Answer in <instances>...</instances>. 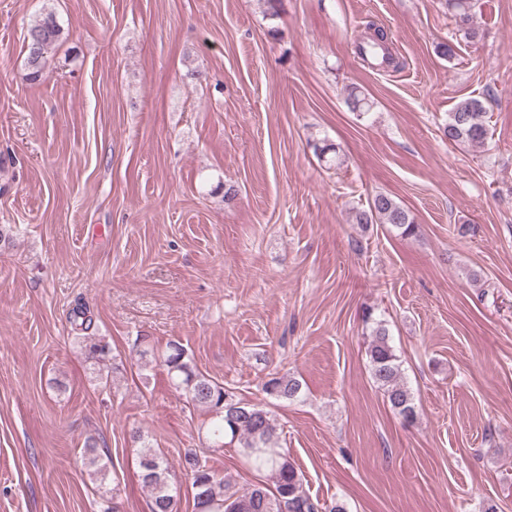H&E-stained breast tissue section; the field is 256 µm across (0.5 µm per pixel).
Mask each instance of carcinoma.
Masks as SVG:
<instances>
[{"instance_id":"carcinoma-1","label":"carcinoma","mask_w":512,"mask_h":512,"mask_svg":"<svg viewBox=\"0 0 512 512\" xmlns=\"http://www.w3.org/2000/svg\"><path fill=\"white\" fill-rule=\"evenodd\" d=\"M448 4L454 10L459 31L465 38L475 39L478 30L473 24L469 0H448ZM63 34L64 29L51 12L30 25L25 37L30 80L38 81L46 73L48 54ZM358 51L364 58L370 56L381 60L384 66L393 63L386 37L380 29H374V34L359 44ZM348 103L353 111L362 114L370 109L368 99L356 87L350 90ZM443 135L450 143L485 145L489 128L483 102L470 97L456 103L448 114ZM355 219L358 224H389L405 238L418 232V225L410 213L385 194L375 195L368 203V209L357 212ZM68 322L74 340L84 349L88 359L99 367L106 366L112 349L108 343L88 335L94 327L89 309L83 305L74 306L68 314ZM367 356L371 376L384 391L391 408L405 423L414 424L418 419L414 395L402 380L399 357L381 322L375 323ZM163 366L174 388L193 406L205 411L207 421L202 423V428L209 447H222L228 442L238 445L245 462L269 478V482L258 483L241 494L208 467L204 456L190 450L185 453V463L194 490V512H319L320 503L305 491L288 453L280 447L277 427L268 410L243 401L224 384L196 370L187 350L178 341L167 345ZM264 390L271 396L293 399L298 397L301 384L295 379L274 376L264 384ZM133 438L141 442L139 468L142 482L150 491L151 512H177V495L170 483L165 459L140 433H134ZM82 454L88 465L96 467V472H104L96 440L88 439Z\"/></svg>"}]
</instances>
